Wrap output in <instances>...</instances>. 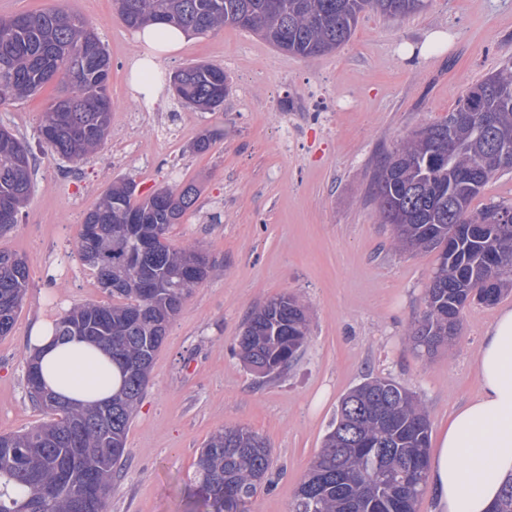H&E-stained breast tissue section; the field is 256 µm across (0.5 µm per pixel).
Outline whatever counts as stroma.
<instances>
[{
	"mask_svg": "<svg viewBox=\"0 0 512 512\" xmlns=\"http://www.w3.org/2000/svg\"><path fill=\"white\" fill-rule=\"evenodd\" d=\"M66 6L95 24L112 70L109 133L100 149L72 162L47 153L41 115L63 96L53 82L0 109V127L24 138L35 175L17 224L0 250L25 258L23 307L0 337V433L47 421L26 384V338L42 319L73 305L108 303L77 254L86 214L121 179L137 197L188 182L195 207L167 238L204 244L217 269L190 289L168 324L126 439V466L105 512H187L194 462L213 433L243 427L272 448L271 484L252 512H290L294 492L345 394L385 377L416 395L438 436L480 392L476 356L500 309L466 308L454 347L419 353L410 331L425 311L437 251L395 246L370 197L376 165L420 125L451 112L464 91L512 59V0H429L393 22L362 14L350 41L312 59L284 53L256 34L227 26L190 36L158 62L160 79L183 67H223L224 107L205 112L163 88V102L133 97L127 79L139 51L115 0H0V18ZM445 35L428 49L431 32ZM210 134L206 151H196ZM290 292L305 303L307 342L279 377L255 376L231 349L253 308Z\"/></svg>",
	"mask_w": 512,
	"mask_h": 512,
	"instance_id": "stroma-1",
	"label": "stroma"
}]
</instances>
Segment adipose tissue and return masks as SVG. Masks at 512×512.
Segmentation results:
<instances>
[{
  "label": "adipose tissue",
  "mask_w": 512,
  "mask_h": 512,
  "mask_svg": "<svg viewBox=\"0 0 512 512\" xmlns=\"http://www.w3.org/2000/svg\"><path fill=\"white\" fill-rule=\"evenodd\" d=\"M138 40L130 83L152 103L161 88L147 81V74L187 38L181 29L158 22L140 30ZM27 348L37 359L43 386L70 400L102 401L119 387L111 356L84 341L61 340L55 321L37 322ZM476 371L480 395L455 413L430 460L428 478L438 512H493L505 480L512 478V308L502 309L487 329Z\"/></svg>",
  "instance_id": "1"
}]
</instances>
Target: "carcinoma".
I'll return each mask as SVG.
<instances>
[{"label": "carcinoma", "instance_id": "cac0c4a2", "mask_svg": "<svg viewBox=\"0 0 512 512\" xmlns=\"http://www.w3.org/2000/svg\"><path fill=\"white\" fill-rule=\"evenodd\" d=\"M122 21L140 30L175 24L195 35L226 25L256 33L307 59L349 41L364 12L398 21L416 13L412 0H116ZM92 24L65 8L0 19V107L59 81L71 92L43 112L39 134L53 155L77 161L96 151L110 125L111 60ZM176 95L199 109H221L230 90L224 68L196 64L178 72ZM466 91L448 116L420 127L380 161L371 178L379 223L393 227L396 244L411 252L436 249L438 266L425 291L426 311L411 332L416 349L432 355L445 336L458 335L471 302L495 304L512 290V204L470 203L498 168L485 164L494 144L512 147V65L506 63ZM458 151L448 156V137ZM34 163L26 143L0 129V207L11 223L27 202ZM193 182L163 187L136 201L121 180L84 219L77 242L115 302L84 304L57 322L62 339L78 337L112 353L122 384L112 398L78 406L43 390L27 362L28 390L53 419L24 433L0 434V512H105L112 482L125 464L127 433L149 382L166 324L190 288L213 269L205 248L167 241L197 202ZM98 229L96 238L90 237ZM0 250V336L8 335L28 285L26 261ZM308 334L305 306L284 293L254 308L234 353L263 378L283 371ZM110 406L111 426L98 424ZM429 421L411 392L388 378L368 379L341 401L332 429L300 483L292 512H415L429 465ZM272 452L258 433L227 429L211 435L197 455L190 497L202 512H251L269 482Z\"/></svg>", "mask_w": 512, "mask_h": 512}]
</instances>
